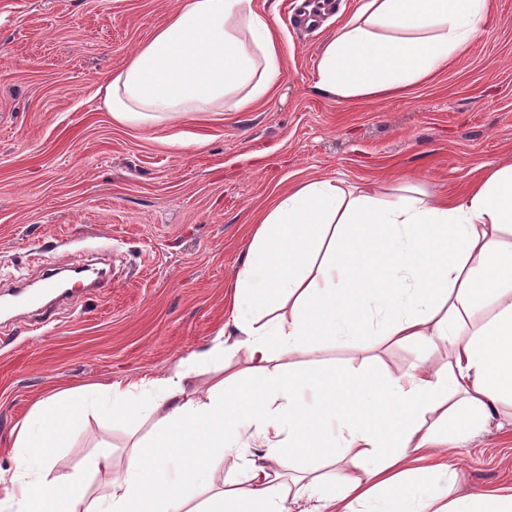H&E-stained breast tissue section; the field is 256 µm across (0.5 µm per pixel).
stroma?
Masks as SVG:
<instances>
[{
  "label": "stroma",
  "mask_w": 512,
  "mask_h": 512,
  "mask_svg": "<svg viewBox=\"0 0 512 512\" xmlns=\"http://www.w3.org/2000/svg\"><path fill=\"white\" fill-rule=\"evenodd\" d=\"M285 33L273 94L246 112L153 128L115 122L97 93L177 0H0V282L35 285L68 257L111 266L106 288L75 289L53 321L0 317V463L47 392L155 377L210 344L227 321L248 229L307 178L409 180L449 197L512 155V0H490L476 37L423 85L364 101L313 84L320 54L356 11L296 28L301 0H255ZM418 347L358 342L317 361L409 370ZM128 425L90 419L59 449L69 471L102 445L122 460ZM460 487L512 482V428L489 421L464 444Z\"/></svg>",
  "instance_id": "1"
}]
</instances>
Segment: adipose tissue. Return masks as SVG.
<instances>
[{
	"mask_svg": "<svg viewBox=\"0 0 512 512\" xmlns=\"http://www.w3.org/2000/svg\"><path fill=\"white\" fill-rule=\"evenodd\" d=\"M487 2L361 0L315 86L372 99L420 84L477 34ZM282 68L277 21L253 0H182L97 93L117 123L154 127L251 110ZM228 325L234 341L216 334L163 376L35 402L0 467V512H512V483L459 494L450 455L512 407V161L451 199L337 178L275 195ZM360 336L424 354L398 376L282 363ZM439 349L448 361L435 369ZM105 406L147 434L122 464L100 451L56 471L54 449Z\"/></svg>",
	"mask_w": 512,
	"mask_h": 512,
	"instance_id": "1",
	"label": "adipose tissue"
}]
</instances>
